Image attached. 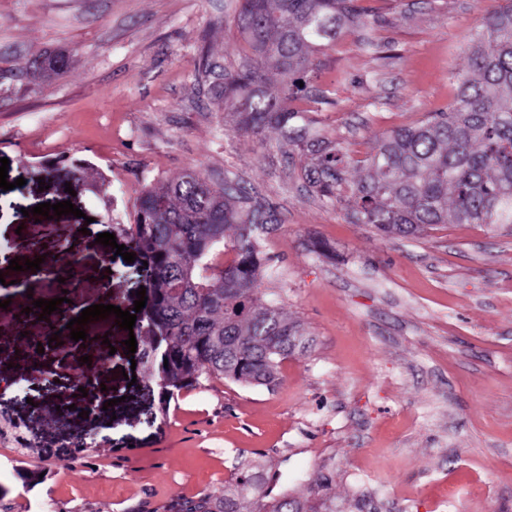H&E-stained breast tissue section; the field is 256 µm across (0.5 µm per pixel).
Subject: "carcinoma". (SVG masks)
Here are the masks:
<instances>
[{"label":"carcinoma","mask_w":512,"mask_h":512,"mask_svg":"<svg viewBox=\"0 0 512 512\" xmlns=\"http://www.w3.org/2000/svg\"><path fill=\"white\" fill-rule=\"evenodd\" d=\"M237 18L248 63L224 75L218 94L238 130L271 127L299 157L301 177L329 204L345 206L354 224L385 236L420 237L439 224L512 226V0H499L472 39L469 71L446 112L383 136L365 158L351 159L325 140L298 99L316 105L310 55L345 24L365 25L359 0H239ZM71 63L63 53L33 61L22 72L34 91ZM283 80L272 87L266 71ZM90 191L103 176L79 168ZM252 188L229 172L213 183L200 173L152 183L136 204V222L118 224L147 261L149 314L140 354L144 378L168 399L215 380L270 387L283 360L309 344L302 324L281 307L260 303L267 258L261 235L272 215L250 205ZM260 472L244 473L222 493L177 499L165 512H364L362 498L339 499L333 478L307 492L274 498Z\"/></svg>","instance_id":"carcinoma-1"}]
</instances>
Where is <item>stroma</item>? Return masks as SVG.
<instances>
[{"label":"stroma","instance_id":"stroma-1","mask_svg":"<svg viewBox=\"0 0 512 512\" xmlns=\"http://www.w3.org/2000/svg\"><path fill=\"white\" fill-rule=\"evenodd\" d=\"M236 0H0V69L73 53L44 81L0 85V300L20 304L6 263L24 258L37 204L71 201L84 301L110 293L133 310L142 260L83 234L87 219L134 223L145 186L187 171L232 172L274 215L263 241L275 278L262 302L298 319L312 343L280 365L276 386L215 381L159 413V391L128 383L129 333L113 328L94 366L121 401L75 395L62 367L27 337L0 352V414L28 424L26 454L0 447V512H161L176 498L222 492L258 465L272 495L332 475L337 497L374 512H512V230L441 224L418 238L351 223L304 183L273 130L236 128L202 52L218 70L246 58ZM369 23L342 28L313 58L311 85L330 102L312 112L326 139L359 159L376 141L442 112L468 69L470 37L493 0H363ZM104 172L102 192L69 195L75 167ZM54 384V395L43 393Z\"/></svg>","mask_w":512,"mask_h":512}]
</instances>
